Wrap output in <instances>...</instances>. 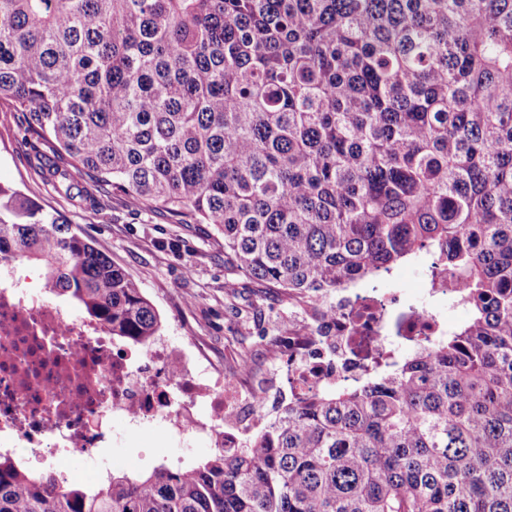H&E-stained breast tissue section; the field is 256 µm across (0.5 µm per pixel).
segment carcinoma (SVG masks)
Returning <instances> with one entry per match:
<instances>
[{
  "instance_id": "obj_1",
  "label": "carcinoma",
  "mask_w": 512,
  "mask_h": 512,
  "mask_svg": "<svg viewBox=\"0 0 512 512\" xmlns=\"http://www.w3.org/2000/svg\"><path fill=\"white\" fill-rule=\"evenodd\" d=\"M2 100L60 195L211 224L291 300L428 251L469 317L193 465L62 488L0 454V512H512V0H0ZM18 257L112 336H159L134 280L0 185Z\"/></svg>"
}]
</instances>
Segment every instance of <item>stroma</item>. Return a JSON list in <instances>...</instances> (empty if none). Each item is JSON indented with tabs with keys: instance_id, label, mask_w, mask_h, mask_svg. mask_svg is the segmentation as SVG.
<instances>
[{
	"instance_id": "obj_1",
	"label": "stroma",
	"mask_w": 512,
	"mask_h": 512,
	"mask_svg": "<svg viewBox=\"0 0 512 512\" xmlns=\"http://www.w3.org/2000/svg\"><path fill=\"white\" fill-rule=\"evenodd\" d=\"M32 155L16 113L0 112V184L65 220L135 280L160 315L162 335L187 338L229 372L248 361L261 378L274 372L277 358L264 337L284 336L310 324L309 306L290 300L282 289L225 270L224 242L213 225L173 224L116 193L89 208L80 199L56 193L31 164ZM426 280L415 258L376 285L401 294L406 308L422 298ZM112 427L120 434L111 448L112 470L134 477L162 463H196L212 448L205 439L178 448L161 430L130 433L119 419Z\"/></svg>"
}]
</instances>
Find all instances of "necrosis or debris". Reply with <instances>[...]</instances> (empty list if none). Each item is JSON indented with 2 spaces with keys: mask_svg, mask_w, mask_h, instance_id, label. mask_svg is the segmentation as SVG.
<instances>
[{
  "mask_svg": "<svg viewBox=\"0 0 512 512\" xmlns=\"http://www.w3.org/2000/svg\"><path fill=\"white\" fill-rule=\"evenodd\" d=\"M378 288L353 289L312 314L313 326L273 339L287 371L277 388L250 381V367L209 372L185 345L168 337L148 348L116 345L97 324L48 301L45 289L0 263V446L25 466L54 469L61 483L96 482L110 470L112 422L163 423L170 438H204L228 451L259 440L267 404H298L383 371L394 349ZM430 307L410 308L399 334L410 342L447 335Z\"/></svg>",
  "mask_w": 512,
  "mask_h": 512,
  "instance_id": "obj_1",
  "label": "necrosis or debris"
}]
</instances>
